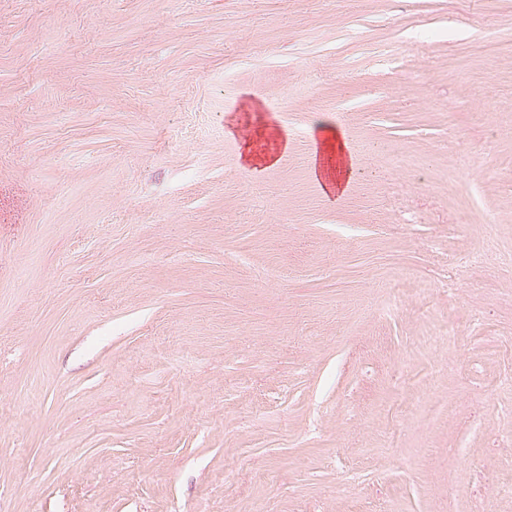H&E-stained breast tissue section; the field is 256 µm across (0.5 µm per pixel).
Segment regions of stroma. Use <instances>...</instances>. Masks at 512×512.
<instances>
[{
  "mask_svg": "<svg viewBox=\"0 0 512 512\" xmlns=\"http://www.w3.org/2000/svg\"><path fill=\"white\" fill-rule=\"evenodd\" d=\"M510 482L512 0H0V512ZM320 155L315 158V167L320 177L331 189L340 188L349 183L352 174L351 147L345 135L326 122L317 127ZM287 147L288 141L282 140L268 124L256 130L255 135L248 131L241 135L243 158L264 167L275 165L280 159V153L286 151Z\"/></svg>",
  "mask_w": 512,
  "mask_h": 512,
  "instance_id": "obj_1",
  "label": "stroma"
}]
</instances>
